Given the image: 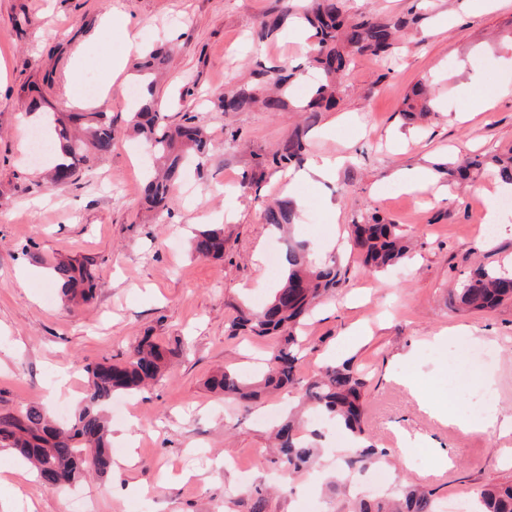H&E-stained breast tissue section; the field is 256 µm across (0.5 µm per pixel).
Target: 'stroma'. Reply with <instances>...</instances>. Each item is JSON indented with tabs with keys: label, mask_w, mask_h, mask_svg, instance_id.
I'll return each mask as SVG.
<instances>
[{
	"label": "stroma",
	"mask_w": 512,
	"mask_h": 512,
	"mask_svg": "<svg viewBox=\"0 0 512 512\" xmlns=\"http://www.w3.org/2000/svg\"><path fill=\"white\" fill-rule=\"evenodd\" d=\"M279 7L278 0H0V412L34 404L70 419L84 389L83 365L127 357L145 335L172 353L151 388L114 396L113 405L128 402L131 413L111 417V429H128L135 443L113 441L117 465L109 477L63 492L33 479L0 485V512H69L77 496L89 512H251L258 488L266 512H347L344 498L329 492L327 472L337 466L336 447L351 444L348 431L305 417V430L321 434L318 456L286 479L267 450L296 391L245 405L210 392L207 380L224 367L245 378L262 372L269 341L232 337L227 328L235 305L259 310L269 302L284 271L270 256L301 242L311 258L325 259L327 240L347 237L353 221L374 210L406 230L410 256L372 272L356 251H337L344 277L305 322L300 379L344 360L366 374L365 435L391 455L377 466L387 478L384 492L409 481L445 504L512 483V466L492 451L489 433L439 423L415 400L421 394L449 416L466 417L490 391L492 411L512 415V301L477 313L450 302L474 267L512 259V207L500 192L478 201L465 185L436 199L404 192L392 178L423 166L443 185L461 155L512 149V92L495 91L512 82L503 67L512 57V0H345L350 14L412 23L391 60L356 58L336 111L310 127L307 157L344 162L332 182L300 186L305 206L283 231L264 221L285 178L268 160L298 114L224 113L216 105L262 65L286 66L297 84L312 83L308 45L285 32L246 41ZM110 14L118 21L105 39L101 23ZM129 35L145 49L173 46L155 101L170 123L191 116L211 134L202 172L187 170L179 203L164 217L143 202V162L138 139L125 131L133 106L123 89H112L104 107L118 129L111 152L91 157L63 185H51L47 165L32 160L23 122L38 96L44 114H70L66 86L76 77L85 87L107 83L105 62ZM79 49L85 59L77 68ZM419 81L432 89L434 112L414 128L401 109ZM487 93L489 110L458 120L472 96ZM225 211L236 220L224 227L223 259L196 258L194 229ZM490 222L497 230L488 236ZM82 257L95 259L98 288L91 304L70 308L44 263ZM460 328L494 355L491 365H474L463 391L450 382ZM64 374L71 377L66 392L57 387ZM400 426L421 437L425 459L411 470L397 444ZM444 456L451 467H440Z\"/></svg>",
	"instance_id": "obj_1"
}]
</instances>
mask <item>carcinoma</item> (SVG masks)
Returning <instances> with one entry per match:
<instances>
[{"label": "carcinoma", "instance_id": "obj_1", "mask_svg": "<svg viewBox=\"0 0 512 512\" xmlns=\"http://www.w3.org/2000/svg\"><path fill=\"white\" fill-rule=\"evenodd\" d=\"M291 14V7L255 31L258 40L268 39ZM301 18L314 39L308 58L317 73L316 83L296 105L307 113L305 121L334 108L338 89L357 56L382 57L389 54L406 21L363 16L348 20L343 0H306ZM165 64L162 52L145 53L138 72L149 75ZM294 73L280 66L265 67L256 73L255 82L224 93L218 99L223 112H247L257 108L277 114L292 103ZM149 99L130 113L129 129L142 137L152 149L157 173L148 178L145 200L157 211L171 213L177 203L175 186L181 178L189 154L202 158L208 154L210 140L205 129L193 119L170 126L155 108L153 84L147 85ZM431 114V96L422 84L415 85L406 99L403 116L414 123ZM116 130L105 112L70 114L55 127L65 162L55 166L52 181L65 183L76 175L88 154L104 155L112 150ZM307 127L296 126L271 155V164L279 170L300 165L307 149ZM489 166L496 167L502 182L512 184V152L507 155L464 156L448 167V181L465 180ZM295 207L284 198L267 206L266 223L280 227L293 221ZM353 246L363 255L364 264L380 271L398 263L407 253L401 225L373 214L352 224ZM224 228L209 227L191 240L193 253L202 258L224 256ZM96 263L92 258L58 259L48 263L53 281L63 301L70 307L91 302L96 288ZM336 259L316 263L305 245L295 243L285 256L283 283L275 289L270 303L260 312L240 306L229 324L230 335L244 331L273 341L267 359V372L258 384L245 382L232 370L214 374L208 381L211 390L243 401L259 397L260 392L298 384L297 364L302 341L297 334L300 321L312 303L340 282ZM512 300V275L478 266L461 285L452 303L464 311L486 312ZM166 352L151 336L140 339L134 352L124 361L105 358L83 367L86 387L82 407L74 419L61 424L38 406H23L0 413V447L30 464L48 488L61 489L76 483L86 473L104 477L112 471V446L104 407L117 393H136L156 381L165 366ZM365 375L348 363L329 365L306 384L302 404L328 420L342 423L359 440L357 448L341 461V468L352 475L365 471L387 456L384 449L367 442L362 428L365 411ZM276 453L273 462L297 473L309 467L315 448L299 435L294 420L284 421L275 432ZM475 512H512V485L479 490L474 498ZM349 512H437L434 492L413 483L405 484L393 498L361 497Z\"/></svg>", "mask_w": 512, "mask_h": 512}]
</instances>
